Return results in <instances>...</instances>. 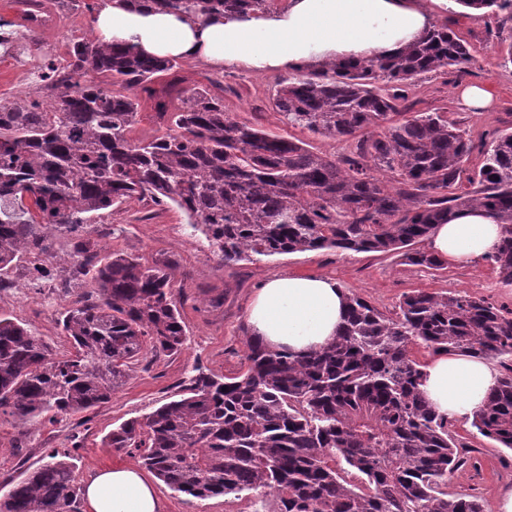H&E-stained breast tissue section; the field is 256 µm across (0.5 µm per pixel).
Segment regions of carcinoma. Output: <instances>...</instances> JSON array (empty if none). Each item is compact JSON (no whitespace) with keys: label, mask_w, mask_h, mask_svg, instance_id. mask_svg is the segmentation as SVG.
I'll list each match as a JSON object with an SVG mask.
<instances>
[{"label":"carcinoma","mask_w":512,"mask_h":512,"mask_svg":"<svg viewBox=\"0 0 512 512\" xmlns=\"http://www.w3.org/2000/svg\"><path fill=\"white\" fill-rule=\"evenodd\" d=\"M204 20L247 15L275 0H140ZM512 21V0H454ZM27 32L40 0H20ZM475 61L448 22L433 24L384 59L304 67L277 82L280 121L349 143L337 157L304 140L272 137L224 111V88L185 85L176 58L145 57L99 39L71 42L35 75L37 98L0 104V271L24 251L48 252L43 225L72 232L91 215L137 197L172 203L224 263L316 249L402 251L413 265L444 266L415 248L456 211L479 207L501 226L489 258L512 284V130L483 144L468 165L469 130L446 111L408 113V85ZM158 73L166 80L153 82ZM165 132L136 139L140 96ZM473 186L462 190V184ZM91 277L59 319L70 340L60 359L23 325L0 317V412L23 424L54 422L109 401L145 350L175 354L185 323L165 256L147 263L100 258L79 242L71 267L34 268L67 289ZM347 314L326 345L299 356L249 336L243 370L199 372L184 395L105 437L133 448L171 490L205 500L258 494L259 512H484L476 495L448 492L455 472L478 469L450 433L453 419L427 402L425 364L472 354L506 370L474 413L483 437L512 449V317L453 291L418 290L387 316L345 293ZM65 451L12 484L0 512H81Z\"/></svg>","instance_id":"obj_1"}]
</instances>
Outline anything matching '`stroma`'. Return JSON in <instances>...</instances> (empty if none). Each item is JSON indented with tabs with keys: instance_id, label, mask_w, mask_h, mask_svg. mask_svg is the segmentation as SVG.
<instances>
[{
	"instance_id": "obj_1",
	"label": "stroma",
	"mask_w": 512,
	"mask_h": 512,
	"mask_svg": "<svg viewBox=\"0 0 512 512\" xmlns=\"http://www.w3.org/2000/svg\"><path fill=\"white\" fill-rule=\"evenodd\" d=\"M58 12L54 24L37 33V45L27 48L34 65L45 56H65L72 39L94 38V16L70 9L61 0H47ZM435 21L449 26L467 41L473 65L449 74H424L412 88L413 111H448L470 130L474 147L482 136L512 127V65L504 64L502 51L512 44V21L502 22L475 11L468 16L451 14L440 0H423ZM182 73L189 82L213 79L224 86V109L238 121L274 136L288 135L273 110L270 98L280 76L255 74L244 69L217 70L201 60L186 58ZM481 83L491 87L495 104L490 111L473 112L462 106L457 87ZM51 244L54 269L69 267L76 243L91 240L101 254L115 251L145 260L164 255L172 262V280L182 294L181 313L187 340L180 352L166 356L147 353L111 400L89 414H77L55 423L29 425L0 414V483L18 479L39 466L47 450L69 451L77 484H84L98 468L139 466L137 452L106 447L104 437L121 423L143 417L164 403L179 399L182 383L193 367L216 375H235L241 368L250 328L247 306L259 286L282 274H314L334 278L386 314L393 313L406 293L414 290H452L485 299L503 311L512 310V286L501 282L491 259L469 267L445 265L429 270L407 262L395 253H363L321 249L263 257L253 261L223 263L204 236L192 232L188 219L173 205H157L136 199L99 211L82 231L63 234L43 229ZM44 256L22 253L7 274L0 277V314L21 322L41 337L57 355L66 354L69 343L57 320L69 302L62 289L50 282L33 284L28 271L44 263ZM456 440L479 448L478 471L456 474L450 492L476 494L485 508H492L505 473L512 472V450L477 434L469 422H458ZM155 488L165 512H246L250 496H220L199 500L171 491L163 482Z\"/></svg>"
}]
</instances>
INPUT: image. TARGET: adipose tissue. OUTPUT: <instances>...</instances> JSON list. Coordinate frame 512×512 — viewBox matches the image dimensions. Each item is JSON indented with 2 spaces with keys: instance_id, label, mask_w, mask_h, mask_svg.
I'll return each instance as SVG.
<instances>
[{
  "instance_id": "obj_1",
  "label": "adipose tissue",
  "mask_w": 512,
  "mask_h": 512,
  "mask_svg": "<svg viewBox=\"0 0 512 512\" xmlns=\"http://www.w3.org/2000/svg\"><path fill=\"white\" fill-rule=\"evenodd\" d=\"M433 23L420 0H282L268 12L203 21L110 0L98 11L94 31L145 56L193 58L218 69L264 74L388 57L416 42ZM500 238L494 218L465 209L436 226L429 248L450 264L470 266L491 255ZM344 314V291L335 280L280 275L252 297L247 321L251 333L270 346L304 354L329 342ZM500 378L486 359L441 355L426 366L422 390L438 413L464 420L483 405ZM85 500L88 512L164 510L153 483L129 466L97 470L87 482Z\"/></svg>"
}]
</instances>
